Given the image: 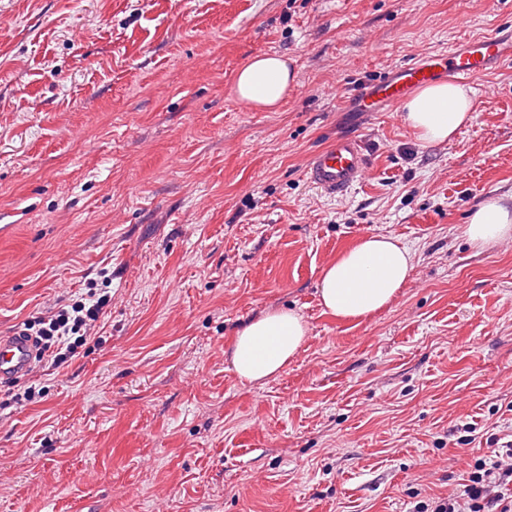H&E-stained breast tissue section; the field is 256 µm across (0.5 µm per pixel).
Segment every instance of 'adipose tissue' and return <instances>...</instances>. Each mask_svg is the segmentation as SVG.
<instances>
[{
    "label": "adipose tissue",
    "instance_id": "1",
    "mask_svg": "<svg viewBox=\"0 0 512 512\" xmlns=\"http://www.w3.org/2000/svg\"><path fill=\"white\" fill-rule=\"evenodd\" d=\"M297 85L294 60L278 54L253 56L233 77L236 98L274 112ZM405 126L418 141L438 145L474 119L472 91L452 82L419 89L404 103ZM462 235L484 249L512 238V196H491L471 212ZM416 254L392 236L368 235L329 262L319 295L325 312L341 320L368 317L389 306L412 277ZM307 325L297 312L273 308L241 324L227 351L237 376L262 383L278 376L301 351Z\"/></svg>",
    "mask_w": 512,
    "mask_h": 512
}]
</instances>
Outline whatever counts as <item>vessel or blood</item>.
<instances>
[{
    "mask_svg": "<svg viewBox=\"0 0 512 512\" xmlns=\"http://www.w3.org/2000/svg\"><path fill=\"white\" fill-rule=\"evenodd\" d=\"M506 63H512V26L460 39L444 50L426 53L400 66L361 94L359 106L364 112L383 107L393 112L416 88L443 77L472 80ZM366 172L367 161L360 142L352 136H340L310 155L305 176L315 188L338 196L348 193ZM31 365L30 341L22 336H0V381L26 374Z\"/></svg>",
    "mask_w": 512,
    "mask_h": 512,
    "instance_id": "vessel-or-blood-1",
    "label": "vessel or blood"
}]
</instances>
